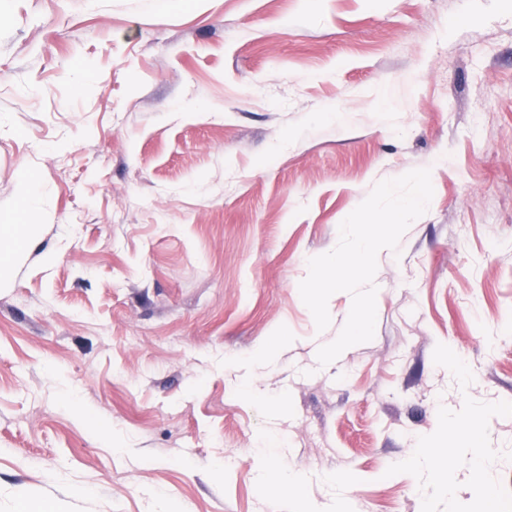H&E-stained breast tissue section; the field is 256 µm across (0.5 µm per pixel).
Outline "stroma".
<instances>
[{"instance_id":"1","label":"stroma","mask_w":512,"mask_h":512,"mask_svg":"<svg viewBox=\"0 0 512 512\" xmlns=\"http://www.w3.org/2000/svg\"><path fill=\"white\" fill-rule=\"evenodd\" d=\"M422 168L319 365L309 259ZM2 224L0 512H512V0H0ZM467 401L494 464L454 422L432 483Z\"/></svg>"}]
</instances>
